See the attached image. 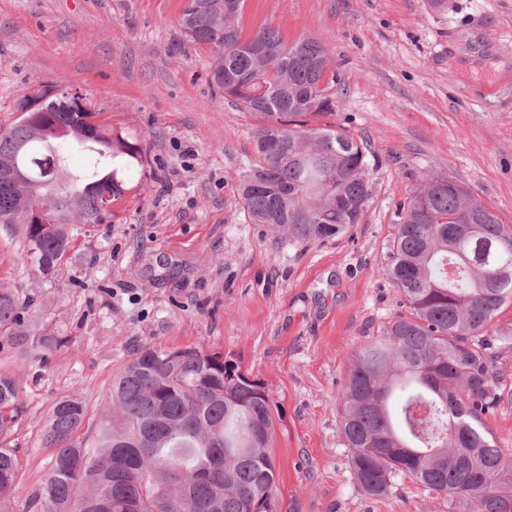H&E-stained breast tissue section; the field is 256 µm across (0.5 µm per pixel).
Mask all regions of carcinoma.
Returning <instances> with one entry per match:
<instances>
[{"mask_svg": "<svg viewBox=\"0 0 512 512\" xmlns=\"http://www.w3.org/2000/svg\"><path fill=\"white\" fill-rule=\"evenodd\" d=\"M244 6L185 0L179 18L186 40L210 49L208 77L224 99L260 119L244 206L290 240H333L361 221L371 198L367 144L303 120L333 110L336 76L323 44L288 41L268 25L247 35ZM81 98L43 85L18 101L20 110L37 100L39 108L0 129V161L36 171L24 182L0 179V224L22 227L21 260L45 277L73 244L68 226L112 218L147 157L142 140L97 121ZM43 110L54 123L43 124ZM73 143L89 157L81 173L63 154ZM48 202L63 223L44 234L27 217ZM394 216L385 272L406 312L353 352L340 426L354 479L382 497L407 475L469 512H512V452L482 420L502 380L493 348L512 346V328L497 324L512 301V229L444 176L411 191ZM28 309L0 285V345L29 342ZM239 370L195 347L144 346L113 373L88 438L84 400H57L41 435L53 464L31 512H269L278 484L271 393ZM23 413L19 376L0 372V512H12L21 462L9 437Z\"/></svg>", "mask_w": 512, "mask_h": 512, "instance_id": "obj_1", "label": "carcinoma"}]
</instances>
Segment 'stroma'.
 Listing matches in <instances>:
<instances>
[{
	"mask_svg": "<svg viewBox=\"0 0 512 512\" xmlns=\"http://www.w3.org/2000/svg\"><path fill=\"white\" fill-rule=\"evenodd\" d=\"M185 0H0V128L23 93L78 91L115 130L142 139L139 188L107 224H81L55 274L20 259L0 229V283L34 298L44 351L0 347L26 406L11 444L22 462L15 512L52 464L40 438L56 400L84 399L90 435L113 373L141 346L223 354L272 393L281 512H448L414 479L371 498L356 484L340 430L352 353L404 310L385 274L396 206L449 177L512 226V0H246L244 27L321 41L336 68L334 111L317 127L367 142L372 196L359 224L320 244L253 223L239 179L256 159L258 118L208 80ZM483 417L512 450V349Z\"/></svg>",
	"mask_w": 512,
	"mask_h": 512,
	"instance_id": "stroma-1",
	"label": "stroma"
}]
</instances>
